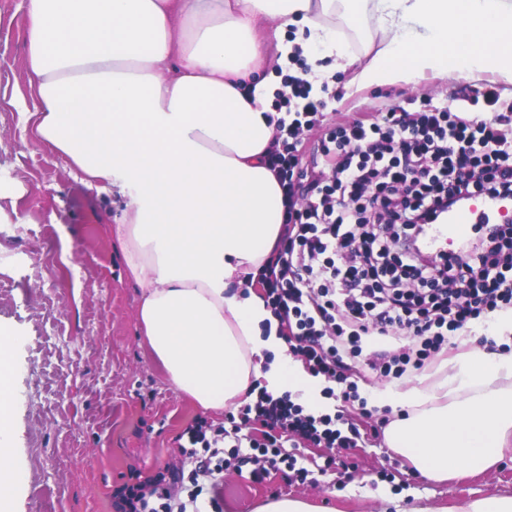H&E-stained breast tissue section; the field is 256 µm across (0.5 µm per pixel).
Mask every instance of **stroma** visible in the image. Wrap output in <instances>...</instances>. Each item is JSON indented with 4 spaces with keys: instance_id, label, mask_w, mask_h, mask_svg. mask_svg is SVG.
Returning a JSON list of instances; mask_svg holds the SVG:
<instances>
[{
    "instance_id": "obj_1",
    "label": "stroma",
    "mask_w": 512,
    "mask_h": 512,
    "mask_svg": "<svg viewBox=\"0 0 512 512\" xmlns=\"http://www.w3.org/2000/svg\"><path fill=\"white\" fill-rule=\"evenodd\" d=\"M25 0H0V327L23 339L16 350L15 461L23 482L12 512H111L113 491L178 462V438L200 417L227 429L225 446L251 454L262 426L230 420L175 392L152 355L138 321L141 290L129 277L110 227L123 199L80 184L67 159L33 140L19 105L30 94ZM336 76L320 124L304 132L300 150L311 161L338 119L372 115L410 97L435 102L450 88L497 87L512 103V83L497 74L428 72L410 85L348 92ZM474 340L490 352L512 350V332L478 319L420 371L399 384L420 385L447 368ZM360 394L337 400L344 425L359 428L357 447L305 444L295 469L269 468L253 481L250 466L225 467L217 482L224 512H258L279 498L306 501L313 512H384L391 490L406 506L450 512L463 502L512 496V453L493 469L432 480L387 448L391 408L373 399L389 379L359 357L350 376Z\"/></svg>"
}]
</instances>
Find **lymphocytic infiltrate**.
Masks as SVG:
<instances>
[{
    "label": "lymphocytic infiltrate",
    "mask_w": 512,
    "mask_h": 512,
    "mask_svg": "<svg viewBox=\"0 0 512 512\" xmlns=\"http://www.w3.org/2000/svg\"><path fill=\"white\" fill-rule=\"evenodd\" d=\"M279 94L284 110L277 132L288 142L274 153L291 207L284 248L263 275L266 298L282 326L293 331L291 351L310 370L346 382L348 360L374 337L388 343L411 330L402 354L373 349L369 363L383 374L402 376L421 368L449 335L469 321L512 306V225H481L482 248L429 257L415 245L414 229L431 223L448 198L512 196V114L497 111L499 95L454 93L442 103L394 104L372 121L337 124L321 149L322 170L303 164L297 145L327 106L312 86L289 77ZM491 116L473 115L478 100ZM243 422L257 421L270 435L259 447L264 464L252 472L263 480L265 464L296 459L283 455L277 429L294 444L353 448L357 428L341 432L337 416L306 412L290 396L259 394L245 406ZM180 454L194 475L224 468L222 429L199 421L184 432ZM210 451L198 455L197 446ZM184 469L168 467L117 488L113 512H223L219 493L182 495Z\"/></svg>",
    "instance_id": "lymphocytic-infiltrate-1"
}]
</instances>
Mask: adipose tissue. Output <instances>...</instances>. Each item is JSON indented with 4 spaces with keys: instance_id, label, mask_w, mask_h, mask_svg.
<instances>
[{
    "instance_id": "ef3b65f1",
    "label": "adipose tissue",
    "mask_w": 512,
    "mask_h": 512,
    "mask_svg": "<svg viewBox=\"0 0 512 512\" xmlns=\"http://www.w3.org/2000/svg\"><path fill=\"white\" fill-rule=\"evenodd\" d=\"M339 9L371 24L366 62L331 23ZM26 20L34 139L64 154L82 184L130 197L111 233L174 390L221 411L257 379L273 397L330 411L321 376L289 354L256 285L288 219L266 69L288 68L298 51L316 73L338 59L350 90L457 69L512 81V0H26ZM18 343L0 337V512L23 478ZM375 399L409 408L385 441L421 473L484 472L512 443V352L471 347L426 386L390 384Z\"/></svg>"
}]
</instances>
